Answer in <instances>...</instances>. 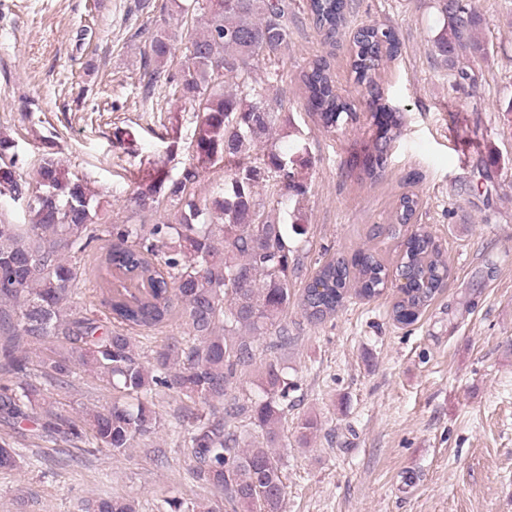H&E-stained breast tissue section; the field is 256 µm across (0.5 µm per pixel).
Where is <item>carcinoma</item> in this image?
Masks as SVG:
<instances>
[{
	"instance_id": "1",
	"label": "carcinoma",
	"mask_w": 512,
	"mask_h": 512,
	"mask_svg": "<svg viewBox=\"0 0 512 512\" xmlns=\"http://www.w3.org/2000/svg\"><path fill=\"white\" fill-rule=\"evenodd\" d=\"M169 16L201 15V30L190 35L184 61L173 72L163 68L176 50L177 36L167 22L151 33L143 57L146 89L164 84L178 99L201 112L192 166L174 177L162 168L140 170L133 202L140 212L163 202L173 220L160 224H101L98 193L86 178L42 160L34 186L23 182L14 140L0 135V197L25 198L27 222L0 220V420L31 419L33 438L57 445L106 448L118 458L132 442L158 433L160 417L151 393L174 391L181 402L182 447L189 450L196 478L210 496L185 502L164 499L170 512H284L281 455L273 448L288 397L297 387L276 360L260 372L261 396L234 390V383L256 361L255 342L270 336L273 346L291 342L283 312L291 302L288 280L308 272L296 242L307 233L301 212L286 220L266 206L259 188L275 174L279 191L297 198L307 192L299 151L269 142L278 124L288 122L267 102L265 85L277 79L276 60L288 48L285 0H169ZM325 43L333 45L345 27L347 0H303ZM442 22L433 39L435 55L455 66L462 52L483 50L482 18L470 0H441ZM399 51L395 31L372 23L353 37L352 70L368 90L383 122L371 144L352 156L350 171L373 179L384 153L401 134L397 113L380 103L376 74L382 57ZM267 65L257 76L259 62ZM317 122L327 131L353 119L354 105L336 93L326 61L313 62L302 75ZM262 163L249 162L259 145ZM229 169L222 187L199 201L189 191L199 172L217 165ZM418 200L404 195L396 221L409 223ZM107 239L96 275L95 300L75 312L71 299L83 255ZM399 269L408 284L399 287L391 317L410 325L431 304L448 277L440 244L423 227L405 242ZM245 283L229 287L232 276ZM389 267L380 255L338 254L320 264L302 299L313 325L334 316L349 291L366 300L388 287ZM179 309L183 336H170L143 360L135 336L150 340ZM81 366L112 390V405L74 420L62 406L46 404L50 389L69 385ZM260 439L245 443L239 424ZM21 456L0 443V470H16ZM84 512H136L131 497L89 500Z\"/></svg>"
}]
</instances>
